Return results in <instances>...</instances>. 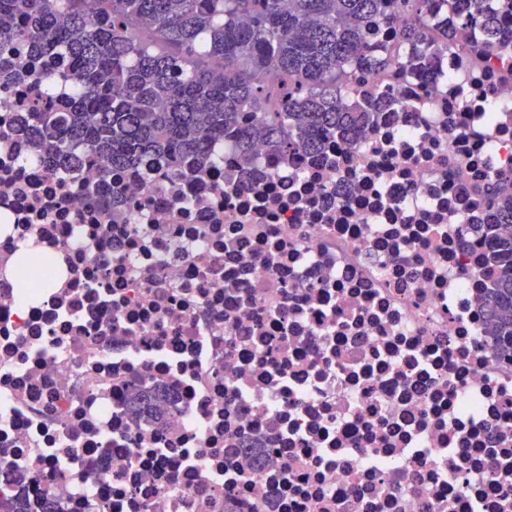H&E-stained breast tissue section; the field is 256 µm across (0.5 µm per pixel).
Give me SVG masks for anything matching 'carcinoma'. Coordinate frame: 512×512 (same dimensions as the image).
Instances as JSON below:
<instances>
[{"mask_svg":"<svg viewBox=\"0 0 512 512\" xmlns=\"http://www.w3.org/2000/svg\"><path fill=\"white\" fill-rule=\"evenodd\" d=\"M392 2L404 14L396 38L413 49L420 76L476 12L488 40L470 53L512 50L488 0H450L437 38L428 33L431 0H0V56L24 45L67 64L60 79L29 74L33 93L12 131L41 149L48 169L88 161L104 181L162 165L171 179L202 174L215 164L209 145L226 138L245 159L256 141L276 156L315 153L393 108V94L366 98L352 84L359 71L398 62L370 47ZM270 71L281 76L276 87L264 80ZM483 228L490 287L480 306L494 347L512 354V170L496 174Z\"/></svg>","mask_w":512,"mask_h":512,"instance_id":"obj_1","label":"carcinoma"}]
</instances>
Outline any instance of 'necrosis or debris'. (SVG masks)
Instances as JSON below:
<instances>
[{"label": "necrosis or debris", "instance_id": "necrosis-or-debris-1", "mask_svg": "<svg viewBox=\"0 0 512 512\" xmlns=\"http://www.w3.org/2000/svg\"><path fill=\"white\" fill-rule=\"evenodd\" d=\"M485 19L316 155L55 174L0 140V500L58 512H512V358L476 304L512 54ZM496 112H488L489 102ZM49 286H18V247ZM170 397L132 415L127 383ZM261 440L267 461L239 449Z\"/></svg>", "mask_w": 512, "mask_h": 512}]
</instances>
